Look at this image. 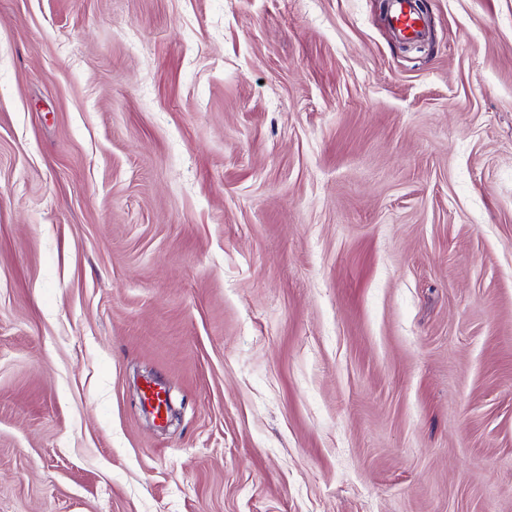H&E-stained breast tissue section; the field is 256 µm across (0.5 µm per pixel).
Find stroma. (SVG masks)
<instances>
[{"mask_svg": "<svg viewBox=\"0 0 512 512\" xmlns=\"http://www.w3.org/2000/svg\"><path fill=\"white\" fill-rule=\"evenodd\" d=\"M382 2L0 0V512H512V0ZM415 0H392L388 21L397 35L404 40L420 39L424 35Z\"/></svg>", "mask_w": 512, "mask_h": 512, "instance_id": "obj_1", "label": "stroma"}]
</instances>
